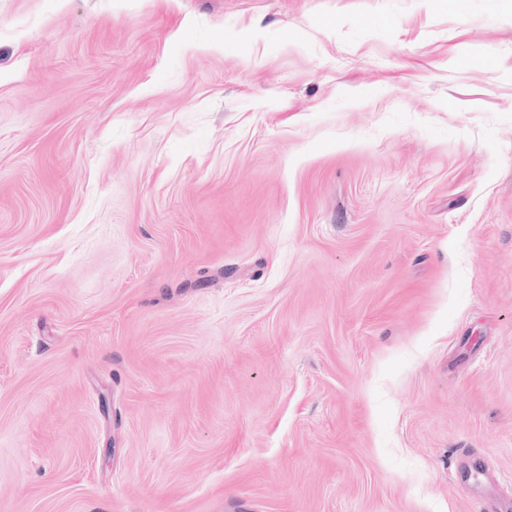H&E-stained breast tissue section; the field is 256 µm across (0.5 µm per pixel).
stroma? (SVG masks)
Returning a JSON list of instances; mask_svg holds the SVG:
<instances>
[{
	"label": "stroma",
	"instance_id": "stroma-1",
	"mask_svg": "<svg viewBox=\"0 0 512 512\" xmlns=\"http://www.w3.org/2000/svg\"><path fill=\"white\" fill-rule=\"evenodd\" d=\"M512 503V0H0V512Z\"/></svg>",
	"mask_w": 512,
	"mask_h": 512
}]
</instances>
